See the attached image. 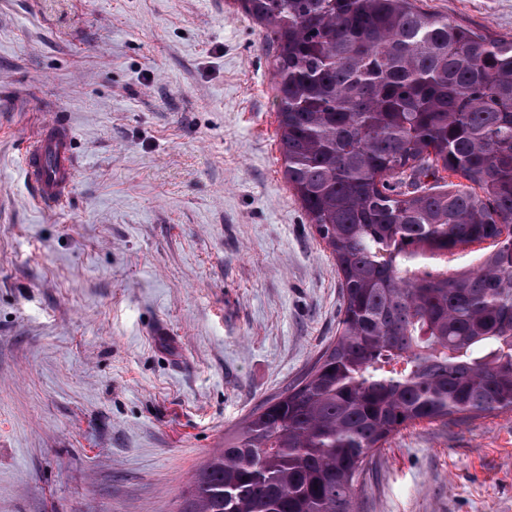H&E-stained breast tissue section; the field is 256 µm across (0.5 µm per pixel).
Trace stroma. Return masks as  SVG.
<instances>
[{"instance_id":"1","label":"stroma","mask_w":512,"mask_h":512,"mask_svg":"<svg viewBox=\"0 0 512 512\" xmlns=\"http://www.w3.org/2000/svg\"><path fill=\"white\" fill-rule=\"evenodd\" d=\"M423 4L512 37V0ZM52 119L78 175L40 207L25 136ZM342 306L237 0H0V512H180ZM357 506L512 512V412L392 436Z\"/></svg>"}]
</instances>
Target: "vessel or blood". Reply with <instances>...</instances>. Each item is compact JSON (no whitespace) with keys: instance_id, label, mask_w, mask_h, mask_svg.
<instances>
[{"instance_id":"b4317fda","label":"vessel or blood","mask_w":512,"mask_h":512,"mask_svg":"<svg viewBox=\"0 0 512 512\" xmlns=\"http://www.w3.org/2000/svg\"><path fill=\"white\" fill-rule=\"evenodd\" d=\"M72 128L52 120L39 124L30 136L25 167L35 185L37 205L58 204L68 196L74 181Z\"/></svg>"}]
</instances>
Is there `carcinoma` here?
I'll use <instances>...</instances> for the list:
<instances>
[{
  "instance_id": "1",
  "label": "carcinoma",
  "mask_w": 512,
  "mask_h": 512,
  "mask_svg": "<svg viewBox=\"0 0 512 512\" xmlns=\"http://www.w3.org/2000/svg\"><path fill=\"white\" fill-rule=\"evenodd\" d=\"M418 2L237 0L267 29L285 177L343 312L198 471L185 512H355L401 430L512 411V40ZM486 240L475 268L418 263Z\"/></svg>"
}]
</instances>
